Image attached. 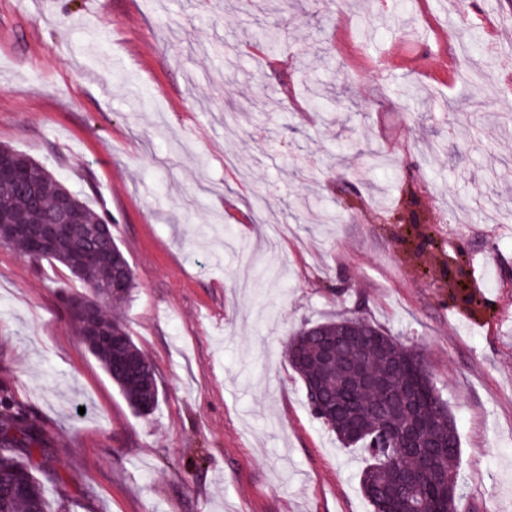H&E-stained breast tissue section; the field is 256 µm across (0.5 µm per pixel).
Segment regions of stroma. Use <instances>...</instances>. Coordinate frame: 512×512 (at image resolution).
<instances>
[{"label":"stroma","mask_w":512,"mask_h":512,"mask_svg":"<svg viewBox=\"0 0 512 512\" xmlns=\"http://www.w3.org/2000/svg\"><path fill=\"white\" fill-rule=\"evenodd\" d=\"M254 2L0 0V144L112 214L160 391L137 414L60 302L89 286L0 247V385L53 440L48 499L372 512L284 355L354 314L423 358L467 512H512V0L463 28L454 0Z\"/></svg>","instance_id":"stroma-1"}]
</instances>
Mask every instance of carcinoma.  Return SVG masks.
Here are the masks:
<instances>
[{
	"label": "carcinoma",
	"mask_w": 512,
	"mask_h": 512,
	"mask_svg": "<svg viewBox=\"0 0 512 512\" xmlns=\"http://www.w3.org/2000/svg\"><path fill=\"white\" fill-rule=\"evenodd\" d=\"M20 161L27 179L36 187L32 195L19 184L0 181V224H13L23 216L30 224H42L53 213L58 196L66 186L29 155L0 145V157ZM83 223L103 227L107 234L86 243L80 264L72 263L74 242L61 240L51 252L35 253L29 238L20 233L7 247L33 261L49 259L66 267L86 282L93 296L79 300L94 307L102 319L81 318L62 297L63 304L79 334L105 325L113 343L90 348L103 370L112 379L131 408L141 415L159 404V387L150 359L135 344L124 320L112 314V306L132 297L135 275L123 250L112 237V215L98 212L77 200ZM122 275V286L110 294L102 286ZM349 317H338L301 327L285 346V356L302 381L313 416L335 433L346 447L358 446L367 454L360 481L373 512H395L399 508L401 486L395 482L400 470L415 476L413 502L428 512H461L463 493L456 466L460 441L456 421L448 405L428 375L419 353L398 342L383 328L360 320L364 335L336 343V357L326 361L322 344L336 337ZM403 365V370L382 388L343 386L357 368L382 373L387 360ZM49 438L38 420L16 409L8 391L0 388V512H48L44 487L35 472L50 474ZM454 489L444 494L446 484Z\"/></svg>",
	"instance_id": "1"
}]
</instances>
